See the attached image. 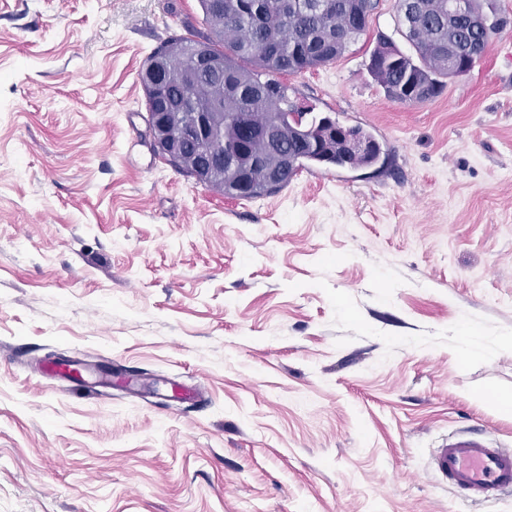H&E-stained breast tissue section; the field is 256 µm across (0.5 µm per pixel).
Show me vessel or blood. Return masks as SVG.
Here are the masks:
<instances>
[{"instance_id": "1", "label": "vessel or blood", "mask_w": 512, "mask_h": 512, "mask_svg": "<svg viewBox=\"0 0 512 512\" xmlns=\"http://www.w3.org/2000/svg\"><path fill=\"white\" fill-rule=\"evenodd\" d=\"M434 469L458 497L487 502L512 492V449L486 432L451 435L436 449Z\"/></svg>"}]
</instances>
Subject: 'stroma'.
Masks as SVG:
<instances>
[{"instance_id":"1","label":"stroma","mask_w":512,"mask_h":512,"mask_svg":"<svg viewBox=\"0 0 512 512\" xmlns=\"http://www.w3.org/2000/svg\"><path fill=\"white\" fill-rule=\"evenodd\" d=\"M423 103L340 58L282 75L383 167L229 199L149 136L139 73L199 0H0V512H512L460 501L449 433L512 448V0ZM133 388L82 397L53 357Z\"/></svg>"}]
</instances>
